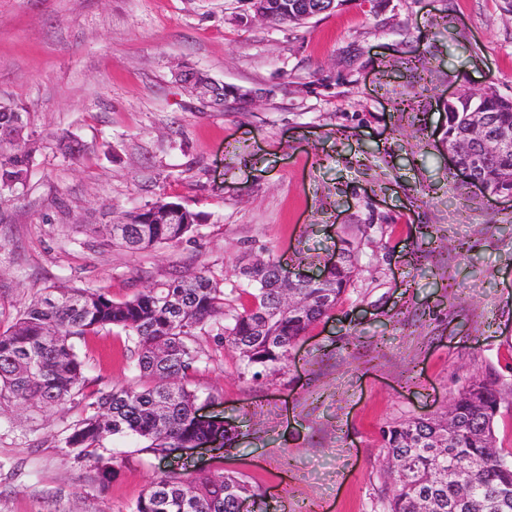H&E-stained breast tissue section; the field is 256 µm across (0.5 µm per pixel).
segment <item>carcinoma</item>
Returning a JSON list of instances; mask_svg holds the SVG:
<instances>
[{"mask_svg": "<svg viewBox=\"0 0 512 512\" xmlns=\"http://www.w3.org/2000/svg\"><path fill=\"white\" fill-rule=\"evenodd\" d=\"M476 110L492 114L495 132L512 142V103L490 85L478 93L463 89L449 107L443 132L448 146L467 139ZM27 128L25 113L0 112V194L30 175L37 141ZM482 174L489 184H511L512 151L485 158ZM171 205L161 198L125 213L124 224H87L84 230L131 252L175 247L195 233L198 216L186 210V223L163 224L159 211ZM353 268L336 266L319 281L290 280L305 298L298 315L281 303L282 263L270 258L256 267L248 254L228 275L222 268L176 271L120 301L102 288L48 287L0 332V406L14 402L43 413L80 408L60 443L66 455L93 460L102 486L113 474L110 439L134 437L140 451L156 458L197 441L227 444L233 440L229 429L195 417L198 396L188 382L214 359L200 337L232 350L242 375L256 379L278 372L308 328L336 306ZM229 275L252 289L251 303L240 311L224 292ZM114 328L124 333L137 384L95 391L77 342ZM452 403L450 416L424 415L382 430L384 512H512V460L500 453L494 436L499 389L491 381L473 380ZM242 498L260 503L263 492L239 473L165 475L127 512H238Z\"/></svg>", "mask_w": 512, "mask_h": 512, "instance_id": "obj_1", "label": "carcinoma"}]
</instances>
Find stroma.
I'll return each mask as SVG.
<instances>
[{"label":"stroma","instance_id":"35a3bbf8","mask_svg":"<svg viewBox=\"0 0 512 512\" xmlns=\"http://www.w3.org/2000/svg\"><path fill=\"white\" fill-rule=\"evenodd\" d=\"M502 6L345 0L298 26L247 21V0H0V101L25 108L39 145L26 185L0 199V331L51 286L119 301L246 252L307 275L344 246L355 256L283 371L242 376L202 339L215 361L190 386L205 415L240 422L236 449L160 461L116 439L103 488L58 445L78 409L15 406L0 414V512H125L200 462L245 475L276 510L382 512V429L475 379L500 389L496 446L512 452V202L449 172L438 110L490 80L512 98ZM182 66L272 94L205 109L175 82ZM162 197L199 216L177 247L131 253L79 230ZM123 344L115 331L81 346L94 388L133 383Z\"/></svg>","mask_w":512,"mask_h":512}]
</instances>
